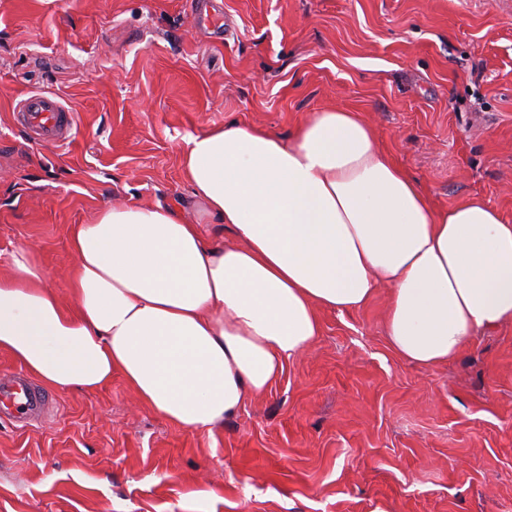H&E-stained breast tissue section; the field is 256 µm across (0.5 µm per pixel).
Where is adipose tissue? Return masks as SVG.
Returning <instances> with one entry per match:
<instances>
[{"label": "adipose tissue", "mask_w": 512, "mask_h": 512, "mask_svg": "<svg viewBox=\"0 0 512 512\" xmlns=\"http://www.w3.org/2000/svg\"><path fill=\"white\" fill-rule=\"evenodd\" d=\"M183 166L237 244L208 241L177 204L104 208L73 232L68 299L31 251L12 254L0 350L61 391L120 372L166 421L210 432L319 336V310L377 288L390 349L424 368L512 320V224L478 197L435 210L360 113H315L286 140L227 122L190 138Z\"/></svg>", "instance_id": "adipose-tissue-1"}]
</instances>
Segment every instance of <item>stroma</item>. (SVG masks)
Wrapping results in <instances>:
<instances>
[{
    "label": "stroma",
    "instance_id": "1",
    "mask_svg": "<svg viewBox=\"0 0 512 512\" xmlns=\"http://www.w3.org/2000/svg\"><path fill=\"white\" fill-rule=\"evenodd\" d=\"M213 4L228 27L204 39ZM50 92L72 139L39 146L18 101ZM352 110L449 209L512 223V0H0V274L29 248L67 295L75 225L191 201L182 153L228 121L281 137ZM388 288L320 314L317 339L213 432L173 425L120 374L48 389L0 423V512H512V321L448 364L398 358Z\"/></svg>",
    "mask_w": 512,
    "mask_h": 512
}]
</instances>
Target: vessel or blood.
<instances>
[{
    "mask_svg": "<svg viewBox=\"0 0 512 512\" xmlns=\"http://www.w3.org/2000/svg\"><path fill=\"white\" fill-rule=\"evenodd\" d=\"M34 141L60 144L69 141L76 125L75 115L54 94L34 92L23 98L15 114ZM48 396L27 377L0 373V416L26 425L41 419L49 410Z\"/></svg>",
    "mask_w": 512,
    "mask_h": 512,
    "instance_id": "obj_1",
    "label": "vessel or blood"
}]
</instances>
